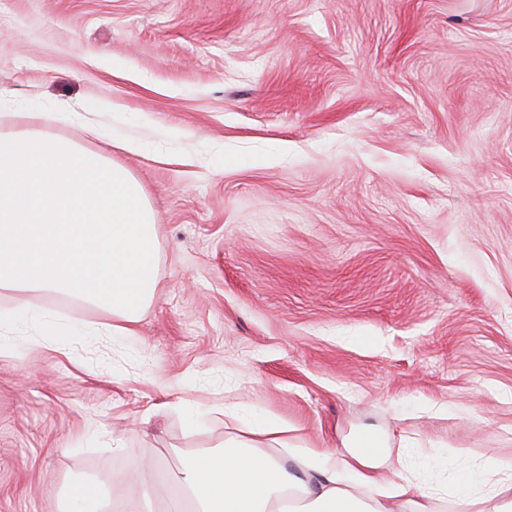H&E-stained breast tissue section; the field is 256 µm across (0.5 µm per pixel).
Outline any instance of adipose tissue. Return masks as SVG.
I'll list each match as a JSON object with an SVG mask.
<instances>
[{
  "mask_svg": "<svg viewBox=\"0 0 512 512\" xmlns=\"http://www.w3.org/2000/svg\"><path fill=\"white\" fill-rule=\"evenodd\" d=\"M81 113L16 112L0 123V290L16 306L0 311V335L28 317L26 292L53 290L108 311L85 327L40 316L30 347L68 350L77 336H131L158 287L155 217L144 186L117 160L51 135L54 121ZM458 512H512V462L495 457L452 469ZM175 484L189 512H435L447 486L404 469L384 472L377 456L306 446L288 425L254 419L246 433L182 460ZM124 495L103 480L68 486L63 512H138V480Z\"/></svg>",
  "mask_w": 512,
  "mask_h": 512,
  "instance_id": "1",
  "label": "adipose tissue"
}]
</instances>
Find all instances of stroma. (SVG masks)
Instances as JSON below:
<instances>
[{
    "label": "stroma",
    "mask_w": 512,
    "mask_h": 512,
    "mask_svg": "<svg viewBox=\"0 0 512 512\" xmlns=\"http://www.w3.org/2000/svg\"><path fill=\"white\" fill-rule=\"evenodd\" d=\"M60 103L100 135L56 136L147 189L159 288L135 335L66 356L20 323L0 512L175 474L225 433L188 415L225 397L313 448L373 433L389 469L512 459V0H0V114Z\"/></svg>",
    "instance_id": "obj_1"
}]
</instances>
